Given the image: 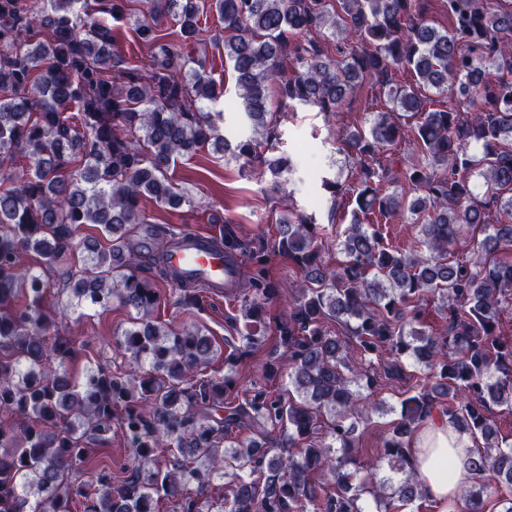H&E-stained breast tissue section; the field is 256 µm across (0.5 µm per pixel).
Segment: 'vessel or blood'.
Here are the masks:
<instances>
[{
  "label": "vessel or blood",
  "instance_id": "vessel-or-blood-1",
  "mask_svg": "<svg viewBox=\"0 0 512 512\" xmlns=\"http://www.w3.org/2000/svg\"><path fill=\"white\" fill-rule=\"evenodd\" d=\"M167 261L183 277L207 282L218 291L230 280L223 253L213 250L201 234L178 237L167 250Z\"/></svg>",
  "mask_w": 512,
  "mask_h": 512
}]
</instances>
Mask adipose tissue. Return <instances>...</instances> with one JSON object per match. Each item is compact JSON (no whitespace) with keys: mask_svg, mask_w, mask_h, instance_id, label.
<instances>
[{"mask_svg":"<svg viewBox=\"0 0 512 512\" xmlns=\"http://www.w3.org/2000/svg\"><path fill=\"white\" fill-rule=\"evenodd\" d=\"M470 443L448 424L447 419H429L421 427L413 444L415 470L421 481L425 500L434 512H448L449 500L459 497L470 476L461 465ZM453 459L452 472L441 469L440 463Z\"/></svg>","mask_w":512,"mask_h":512,"instance_id":"ef3b65f1","label":"adipose tissue"}]
</instances>
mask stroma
Here are the masks:
<instances>
[{
  "instance_id": "35a3bbf8",
  "label": "stroma",
  "mask_w": 512,
  "mask_h": 512,
  "mask_svg": "<svg viewBox=\"0 0 512 512\" xmlns=\"http://www.w3.org/2000/svg\"><path fill=\"white\" fill-rule=\"evenodd\" d=\"M201 28L198 51L205 54L213 77L225 87L217 105L223 113L219 127L224 138L235 144L248 139L252 130L238 105L232 70L224 60V25L216 13L209 11L202 17ZM377 92V85L365 80L357 88L352 105L329 115L272 103L276 137L265 152L291 157L297 170L290 182L273 188L271 175L244 168L241 160L204 147L194 155L178 158L170 170L171 177L192 194L194 207L173 210L145 201L143 207L150 223L214 238L219 237L223 225L230 224L243 238L255 240L275 234L280 216L291 211L315 216L317 223L324 225L349 220L347 204L332 205L321 180L336 178L349 186L356 184L357 170L346 165L339 150L340 140L346 130L363 125L365 103ZM233 314V303L227 297L210 295L204 309L189 310L176 305L175 294L168 289L156 317L177 327H201L214 344L209 368L220 371L224 368L225 337L245 333L243 323L233 322ZM131 320L130 309L117 303L108 310L96 309L87 316L69 319L66 329L82 346L69 364L71 373L80 374L91 365H103L115 372L129 370L127 358L115 355L112 346L114 336Z\"/></svg>"
}]
</instances>
